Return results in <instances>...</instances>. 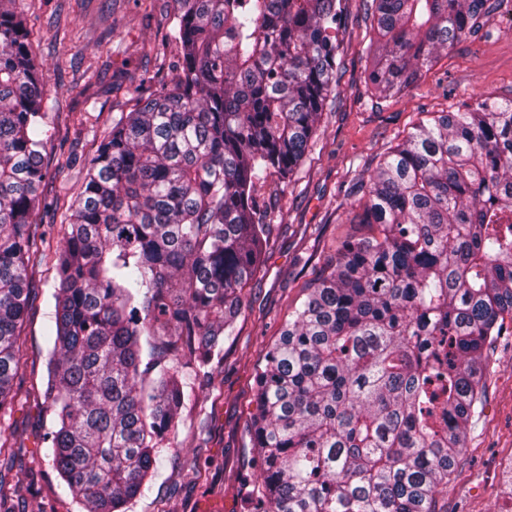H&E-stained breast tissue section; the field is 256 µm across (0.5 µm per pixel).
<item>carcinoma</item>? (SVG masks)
Masks as SVG:
<instances>
[{"label":"carcinoma","mask_w":512,"mask_h":512,"mask_svg":"<svg viewBox=\"0 0 512 512\" xmlns=\"http://www.w3.org/2000/svg\"><path fill=\"white\" fill-rule=\"evenodd\" d=\"M0 0V470L6 415L41 407L40 459L85 512H128L215 386L262 267L273 211L344 73L342 0H174L176 78L112 116L78 192L46 201L56 98L32 30ZM382 97L418 85L504 0H363ZM376 234L347 239L305 287L255 375L257 487L244 512H448V481L512 318V99L419 123L358 198ZM62 217L51 242L40 211ZM58 286L18 383L35 269ZM0 512H20L0 477Z\"/></svg>","instance_id":"1"}]
</instances>
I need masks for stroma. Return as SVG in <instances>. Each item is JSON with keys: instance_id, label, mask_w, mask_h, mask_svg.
Returning <instances> with one entry per match:
<instances>
[{"instance_id": "35a3bbf8", "label": "stroma", "mask_w": 512, "mask_h": 512, "mask_svg": "<svg viewBox=\"0 0 512 512\" xmlns=\"http://www.w3.org/2000/svg\"><path fill=\"white\" fill-rule=\"evenodd\" d=\"M32 29L38 53L55 79L58 109L49 113L54 135L44 163L46 196L77 191L82 165L58 168L62 154H93L113 113L127 109L124 89L113 76L128 66L131 76L172 80L175 44L166 42L174 0H17ZM347 19L340 35L346 72L338 102L324 113L321 130L306 162L285 192L268 197L276 218L256 281L245 290L237 335L224 344V362L216 368L218 389L203 391L185 409L174 451L162 452L156 477L131 505V512H239L240 476L250 474L254 453L249 425L255 411L254 376L263 368L264 346L290 319L305 286L339 242L372 235L359 223L351 185L366 184L368 165L391 142L433 113L454 109L478 95L512 97V16L497 11L464 37L449 55L425 71L418 86L388 99L377 98L364 81L361 55L365 36L362 0H346ZM40 306L28 323V356L37 358L54 310L58 281L53 266L35 274ZM489 363L493 375L484 408L469 431L462 458L448 483V512H512V488H492L486 476L495 458L512 454V321H505ZM18 441L14 470L35 480L23 512H80L66 488L38 476L39 415L31 404H15L10 416ZM211 459L206 475L188 469L195 456Z\"/></svg>"}]
</instances>
